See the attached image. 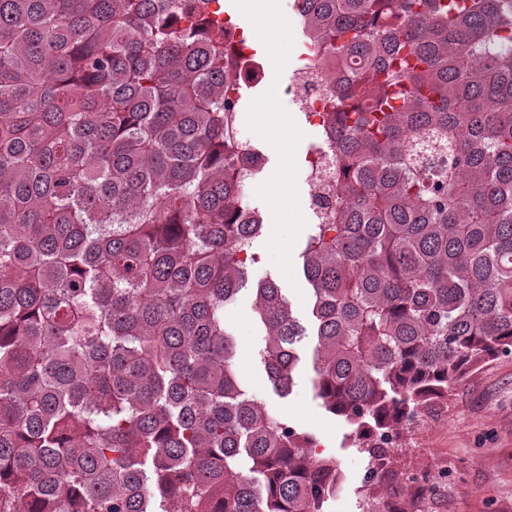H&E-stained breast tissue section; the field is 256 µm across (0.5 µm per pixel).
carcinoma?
<instances>
[{"label":"carcinoma","mask_w":512,"mask_h":512,"mask_svg":"<svg viewBox=\"0 0 512 512\" xmlns=\"http://www.w3.org/2000/svg\"><path fill=\"white\" fill-rule=\"evenodd\" d=\"M213 0H0V512H330L336 458L243 389L256 262ZM345 72L315 211V399L384 433L512 354V0H299ZM291 393L306 328L257 282Z\"/></svg>","instance_id":"1"}]
</instances>
